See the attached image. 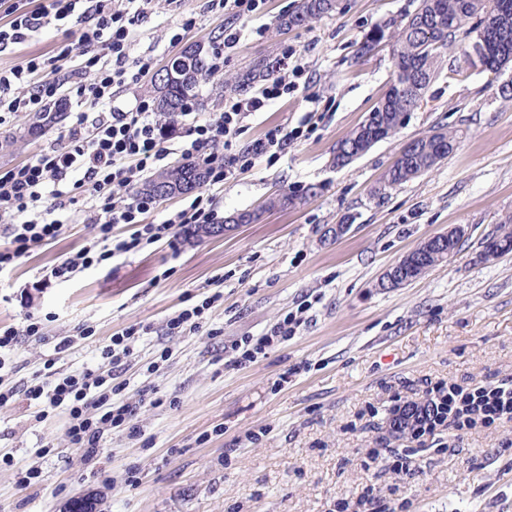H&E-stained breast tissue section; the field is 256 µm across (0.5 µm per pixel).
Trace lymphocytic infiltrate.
I'll return each instance as SVG.
<instances>
[{
    "mask_svg": "<svg viewBox=\"0 0 512 512\" xmlns=\"http://www.w3.org/2000/svg\"><path fill=\"white\" fill-rule=\"evenodd\" d=\"M154 6L155 0H126L122 7L114 0H42L38 10L24 11L13 0V19L8 28H0L1 49L24 41L52 20L65 24L75 18L81 29L76 43L60 52L64 58L75 57L72 69L50 67L32 57L24 65L0 71V124L17 112L42 111L68 92L75 93L78 102L63 148L40 152L0 172V218L10 220L9 245L0 249V271L33 245L62 234L64 226L54 219L55 208L47 203V188H54L52 196L58 199L69 185L88 193L91 205L83 221L92 236L46 271L42 277L46 283L139 252L161 239L175 240L177 228L217 223L211 198L203 191L186 208L169 213L163 223L144 222L155 201L137 195L134 188L145 172L166 160V144L173 137L182 139V156L207 165L211 186L227 183L238 170L255 166L258 160L278 159L289 142L308 139L312 118L307 115L295 127L269 128L250 150H238L236 144L252 113L298 90L305 67L297 61L283 65L281 74L268 79L255 95L226 98L222 112L194 119L180 134L155 112L149 98L138 99L128 111L113 107V88L139 81L152 68V56H135L131 50L133 31ZM303 322L302 313H291L263 335L242 337L232 346L230 367L256 362L267 349L295 336ZM140 335V326L126 327L102 347L97 370L56 373L45 382L31 381L24 390L26 399L38 408L37 420H47L60 408L66 411L70 442L86 460L97 456L105 431L125 428L134 437L140 433L135 424L140 405L123 398L124 386L117 381ZM445 410L494 423L512 411V383L481 387L465 395L451 390L422 403L407 402L395 410L392 423L396 430L410 431L418 439L433 430Z\"/></svg>",
    "mask_w": 512,
    "mask_h": 512,
    "instance_id": "1",
    "label": "lymphocytic infiltrate"
}]
</instances>
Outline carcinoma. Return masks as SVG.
<instances>
[{"label":"carcinoma","instance_id":"1","mask_svg":"<svg viewBox=\"0 0 512 512\" xmlns=\"http://www.w3.org/2000/svg\"><path fill=\"white\" fill-rule=\"evenodd\" d=\"M337 9L336 0H299L286 14L281 15L280 25L299 27L310 20ZM410 25H402L394 43V66L407 68L416 78L415 89H400L399 76L389 85L383 96L385 108L375 114L374 125H357L336 145L333 161L346 167L352 162L350 150L365 142L370 132L385 140L395 136L405 125L408 113L417 108L435 76L442 53L453 46L467 55V46L459 35H472L478 28L488 32L487 63L505 68L512 62V0H419L413 13L406 17ZM219 43L204 45L192 43L185 47L173 61V75L164 79L151 77L150 91L155 96L156 110L170 124H177L183 113L198 106L199 88L211 81V63ZM65 103H54L49 110L36 115L28 131L37 133L44 122L65 114ZM463 134L457 130L439 127L431 135L418 141L415 149L397 157L384 172L375 193L386 195L402 184L430 171L440 161L457 149ZM193 178L195 188L206 180L203 163L185 160L146 178L138 193L159 200L186 193L183 185ZM293 198L275 195L268 198L261 209L240 213L241 222L252 224L260 219L261 212L281 207ZM512 251V218L499 225L497 231L483 242V254Z\"/></svg>","mask_w":512,"mask_h":512}]
</instances>
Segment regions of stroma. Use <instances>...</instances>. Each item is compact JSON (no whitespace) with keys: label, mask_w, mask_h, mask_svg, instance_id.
<instances>
[{"label":"stroma","mask_w":512,"mask_h":512,"mask_svg":"<svg viewBox=\"0 0 512 512\" xmlns=\"http://www.w3.org/2000/svg\"><path fill=\"white\" fill-rule=\"evenodd\" d=\"M295 0H266L249 20L184 0L195 27L185 43L209 42L236 26L243 37L222 73L203 85L198 113L222 111L224 95L248 97L258 83L243 79L257 63L277 69L284 50L305 66L309 86L247 118L239 149L273 124L297 126L318 115L309 139L280 159L238 172L209 190L219 218L258 209L276 194L293 202L219 239L194 242L187 228L176 247L159 241L117 256L68 281L40 285L51 268L89 235L81 208L88 195L55 211L65 229L0 272V325L41 322L39 337H21L0 383L14 388L0 405V512H66L77 499L97 512H336L337 502L372 491L395 512H512V419L475 424L457 435L444 423L420 439L394 432V409L423 402L437 390L467 391L512 380V254L488 259L485 238L512 217V92L491 86L488 73L457 51L405 126L346 168L332 165L336 144L383 97L394 75L390 42L356 54L373 31L397 32L417 0H340L336 12L287 30L278 18ZM177 13L159 0L137 28L134 54L163 65L178 47L170 37ZM265 27L263 37L253 33ZM77 32L52 24L0 52L7 70L33 56H56ZM460 70L458 79L449 70ZM32 115L0 124V171L43 149L63 147L68 121L27 136ZM462 130L459 148L432 170L389 194H375L382 173L411 138L435 127ZM350 229L327 239L330 225ZM453 224L463 225L459 253L400 288H381L383 273L406 252ZM223 277L224 299L207 313V330L171 336L166 322L211 293ZM319 298L296 336L249 367H228V345L265 333L308 295ZM140 324L128 362L125 398L157 392L161 405H142L141 434L105 433L88 462L67 435L65 411L41 423L22 392L47 362L61 371L94 369L113 333ZM88 330L79 338V330ZM67 351L57 345L65 337ZM414 460L410 478L395 468ZM41 472L28 489L18 470ZM139 484L129 487V473Z\"/></svg>","instance_id":"stroma-1"}]
</instances>
